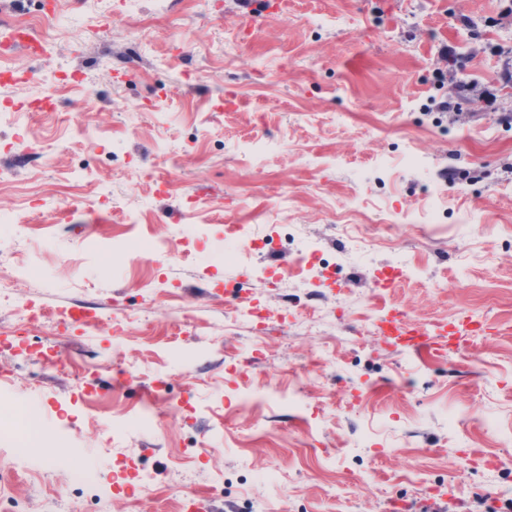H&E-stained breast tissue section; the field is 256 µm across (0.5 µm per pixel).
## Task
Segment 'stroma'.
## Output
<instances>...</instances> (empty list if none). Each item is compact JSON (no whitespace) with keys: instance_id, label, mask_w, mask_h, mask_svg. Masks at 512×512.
<instances>
[{"instance_id":"obj_1","label":"stroma","mask_w":512,"mask_h":512,"mask_svg":"<svg viewBox=\"0 0 512 512\" xmlns=\"http://www.w3.org/2000/svg\"><path fill=\"white\" fill-rule=\"evenodd\" d=\"M2 23L41 50L0 60L16 78L0 108L23 115L0 126V214L19 220L0 281L44 310L28 349L68 363L0 350V408L45 419L33 469L0 476V512H88L72 461L110 512H184L189 492L211 512H390L429 480L451 512L512 498V126L495 119L512 113V0H7ZM437 203L439 223H418ZM236 224L265 242L261 279L224 260ZM399 254L414 274L377 287ZM75 303L102 326L59 329ZM371 303L486 328L402 349ZM45 437L67 463L42 459Z\"/></svg>"}]
</instances>
